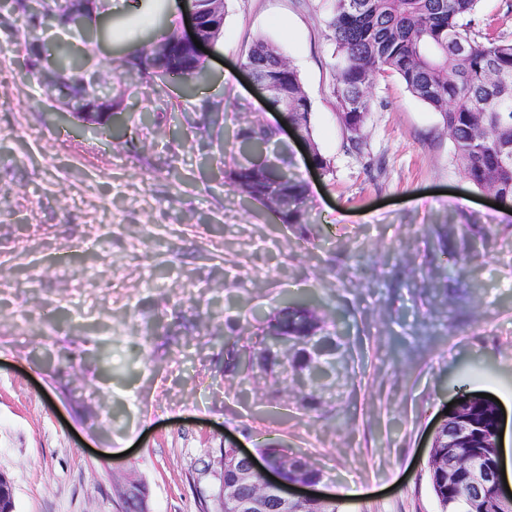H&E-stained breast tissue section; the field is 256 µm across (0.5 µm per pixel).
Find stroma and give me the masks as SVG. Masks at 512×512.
Instances as JSON below:
<instances>
[{
	"mask_svg": "<svg viewBox=\"0 0 512 512\" xmlns=\"http://www.w3.org/2000/svg\"><path fill=\"white\" fill-rule=\"evenodd\" d=\"M330 15L331 0H225L204 81L127 90L113 121L130 146L52 108L20 21L0 15V471L16 512H120L130 478L152 512H206L229 439L306 453L342 512H441L428 451L463 374L504 407L512 454V215L471 188L440 116L396 77L370 89L349 149ZM186 19L184 0L113 10L97 74L117 85L128 51ZM260 36L297 70L331 163L314 174L290 147L306 241L224 178L228 130L278 119L239 69ZM294 298L336 328L313 410L296 373L225 368V341Z\"/></svg>",
	"mask_w": 512,
	"mask_h": 512,
	"instance_id": "obj_1",
	"label": "stroma"
}]
</instances>
